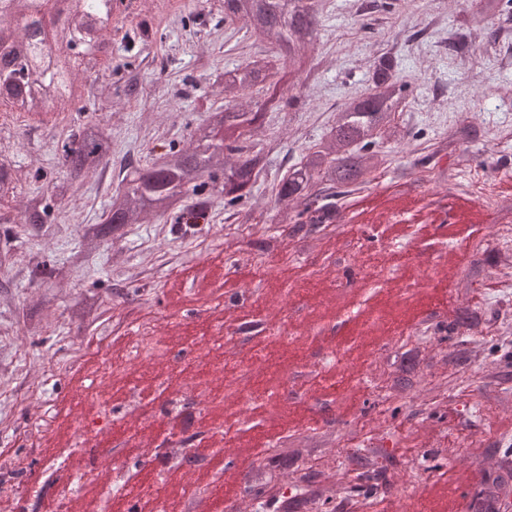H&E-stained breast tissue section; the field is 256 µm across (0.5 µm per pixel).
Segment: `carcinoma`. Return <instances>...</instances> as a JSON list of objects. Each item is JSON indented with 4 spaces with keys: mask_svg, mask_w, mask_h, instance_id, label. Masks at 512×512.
Masks as SVG:
<instances>
[{
    "mask_svg": "<svg viewBox=\"0 0 512 512\" xmlns=\"http://www.w3.org/2000/svg\"><path fill=\"white\" fill-rule=\"evenodd\" d=\"M113 0H72L62 28L43 27L36 33L20 25L32 14L37 0H0V97L25 112H85L74 100L76 83L99 79L95 53L110 46ZM326 0H224V22L240 23L277 47L289 64L302 65L321 26ZM501 0H473V18L479 22L500 12ZM159 34L152 21L142 19L126 35L146 48ZM273 64L255 57L215 75L211 87L220 105L206 108L208 116L190 132L189 143L174 144L150 164L132 171V178L111 197L102 223L112 233L125 224L153 220L159 224H207L213 207L224 204L228 218L240 224L252 220L246 207L266 159L280 142L253 140L263 116L238 103L270 76ZM121 92L124 104H142L147 91L138 73L126 63ZM407 84L400 73L397 51L374 54L368 65V88L345 103L326 134L304 149L288 167L274 194L277 206L272 222L324 224L336 215V197L351 186L372 181L386 164L384 145L406 144L411 132L400 120ZM482 128L469 117L448 126V135L430 153L434 158L450 147L481 139ZM112 153L111 137L98 121H89L62 140L63 181L50 194L27 196L16 213L0 211V224L53 223L54 202L61 201L76 182L102 175Z\"/></svg>",
    "mask_w": 512,
    "mask_h": 512,
    "instance_id": "carcinoma-1",
    "label": "carcinoma"
}]
</instances>
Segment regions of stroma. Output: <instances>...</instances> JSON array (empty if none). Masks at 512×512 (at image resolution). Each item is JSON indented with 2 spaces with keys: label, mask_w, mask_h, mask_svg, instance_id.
Segmentation results:
<instances>
[{
  "label": "stroma",
  "mask_w": 512,
  "mask_h": 512,
  "mask_svg": "<svg viewBox=\"0 0 512 512\" xmlns=\"http://www.w3.org/2000/svg\"><path fill=\"white\" fill-rule=\"evenodd\" d=\"M391 2L366 17L359 0H330L316 80L260 132L284 149L254 187L256 223L226 222L218 207L208 224H128L116 238L100 220L128 166L186 141L217 71L274 54L218 25L213 0H148L120 16L100 79L139 55L146 105H118L87 84L112 138L104 175L55 223L0 224V448L29 463L0 478L11 512H97L103 494L145 480L180 484L179 512H445L490 493L497 512H512V223L483 210L460 242L438 219L449 193L479 197L472 170L494 189L512 171V17L499 44L456 54L448 35L471 25L470 0ZM144 14L164 37L142 53L120 34ZM393 29L410 37L401 117L417 139L343 198L335 226L271 223L272 189L295 150L364 92L368 59ZM464 112L484 140L405 188ZM83 121L65 112L35 132L0 122V161L19 195L50 192L57 144ZM490 155L495 168L477 169ZM383 252L403 265L381 264ZM490 408L503 429H488ZM295 409L303 422H289ZM200 444L215 460L196 457ZM89 472L97 485L68 481ZM228 475L240 492L231 502L220 498Z\"/></svg>",
  "instance_id": "obj_1"
}]
</instances>
